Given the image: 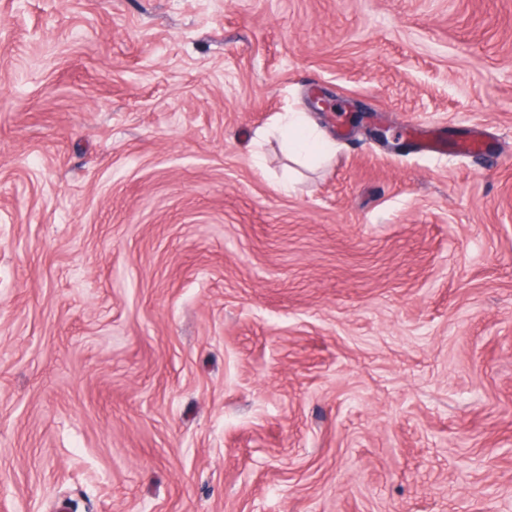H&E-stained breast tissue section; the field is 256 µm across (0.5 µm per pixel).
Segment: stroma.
Returning <instances> with one entry per match:
<instances>
[{
	"mask_svg": "<svg viewBox=\"0 0 512 512\" xmlns=\"http://www.w3.org/2000/svg\"><path fill=\"white\" fill-rule=\"evenodd\" d=\"M0 512H512V0H0ZM283 136L288 153L298 160L320 161L329 155V148L321 132L301 112L288 113ZM417 145L421 153L430 155L444 153L447 149L444 132L428 124L418 126Z\"/></svg>",
	"mask_w": 512,
	"mask_h": 512,
	"instance_id": "stroma-1",
	"label": "stroma"
}]
</instances>
